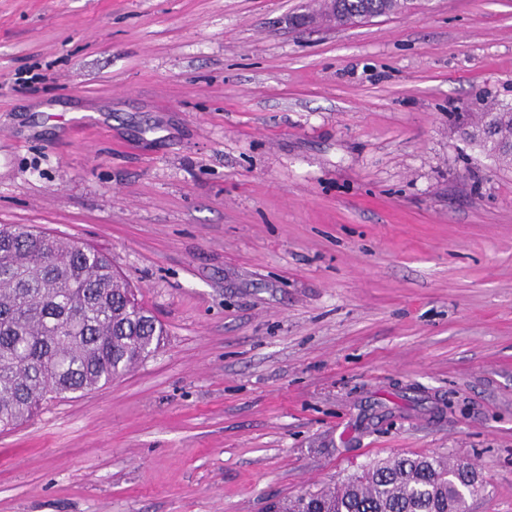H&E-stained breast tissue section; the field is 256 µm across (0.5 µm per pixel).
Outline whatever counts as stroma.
I'll list each match as a JSON object with an SVG mask.
<instances>
[{
    "mask_svg": "<svg viewBox=\"0 0 512 512\" xmlns=\"http://www.w3.org/2000/svg\"><path fill=\"white\" fill-rule=\"evenodd\" d=\"M421 3L0 0V224L166 329L0 434V512H269L421 453L512 512V168L461 131L512 105V0ZM342 6L348 12H371L375 17L401 14L412 8L407 0H336V8Z\"/></svg>",
    "mask_w": 512,
    "mask_h": 512,
    "instance_id": "1",
    "label": "stroma"
}]
</instances>
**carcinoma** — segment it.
I'll use <instances>...</instances> for the list:
<instances>
[{"mask_svg": "<svg viewBox=\"0 0 512 512\" xmlns=\"http://www.w3.org/2000/svg\"><path fill=\"white\" fill-rule=\"evenodd\" d=\"M377 17L411 10L408 0H338ZM500 166L512 164V106L492 108L464 132ZM164 329L84 244L22 224H0V431L44 404L97 389L156 352ZM483 480L443 455L378 461L333 490L290 500L276 512H470Z\"/></svg>", "mask_w": 512, "mask_h": 512, "instance_id": "1", "label": "carcinoma"}]
</instances>
